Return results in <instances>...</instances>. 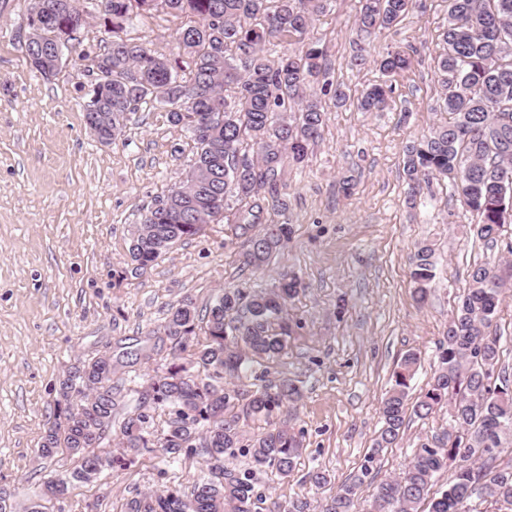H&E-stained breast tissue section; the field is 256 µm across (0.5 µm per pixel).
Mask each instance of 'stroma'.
<instances>
[{"label": "stroma", "mask_w": 512, "mask_h": 512, "mask_svg": "<svg viewBox=\"0 0 512 512\" xmlns=\"http://www.w3.org/2000/svg\"><path fill=\"white\" fill-rule=\"evenodd\" d=\"M29 3L0 0V491L11 512H27L44 478L74 468L65 455L37 454L64 371L107 348L139 343L179 301L202 311L222 289L269 287L286 273L302 282L288 306V347L247 372L241 386L287 377L302 398L271 422L248 420L242 428L249 439L271 423L291 427L301 455L289 477L272 469L257 474L256 495L282 505L304 497L320 512L366 456L375 458L377 479L402 475L416 448L447 429L449 415L443 408L425 419L408 416L401 439L374 452L393 372L404 354L420 352L409 397L428 389L437 344L471 268L498 267L512 252V223L497 246L484 245L473 232L476 213L449 180L432 181L416 204L407 202V146L449 120L436 75L448 0H419L395 26L369 35L353 27L358 0H328L309 42L289 44L296 55L321 49L326 82L343 85L348 100L329 106L303 163L285 160V213L259 198L260 224L285 221L291 234L257 272L242 266V242L223 221L133 271L135 227L155 198L185 177L194 158L191 134L154 105L131 113L112 141L101 142L84 118L93 78L85 57L102 52L111 30L96 20L81 27L76 52L46 78L18 39ZM183 23L163 11L136 12L122 35L172 58ZM395 49L413 51L411 69L392 78L384 110L359 111L358 96L382 81L378 63ZM360 52L367 61L358 66ZM422 245L434 251L435 277L420 305L410 272ZM203 465L199 456L171 463L145 455L97 481L72 483L64 512H86L90 503L97 512H122L136 493L190 484ZM317 469L330 484H309L307 474Z\"/></svg>", "instance_id": "stroma-1"}]
</instances>
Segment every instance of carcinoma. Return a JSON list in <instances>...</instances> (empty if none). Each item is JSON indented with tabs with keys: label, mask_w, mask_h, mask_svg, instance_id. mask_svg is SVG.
Masks as SVG:
<instances>
[{
	"label": "carcinoma",
	"mask_w": 512,
	"mask_h": 512,
	"mask_svg": "<svg viewBox=\"0 0 512 512\" xmlns=\"http://www.w3.org/2000/svg\"><path fill=\"white\" fill-rule=\"evenodd\" d=\"M30 2L38 6L34 48L40 54L76 40L73 22L86 24L93 11L112 27V41L98 59L112 65V84L93 89L84 106V112L104 116L106 137H115L128 115L148 103L168 107L170 121L191 133L194 163L137 225L129 248L132 271L225 217L231 200L247 204L265 192L274 207L286 209L278 198L283 160L302 162L325 122V106L314 90L324 70L323 52L312 48L301 57L284 53L271 60L265 46L305 39L325 0H107L104 11L102 0H90L91 11L81 0ZM415 2L360 0L354 24L367 34L389 29ZM159 9L188 18L177 34L180 54L172 60L120 35L133 11ZM442 43L437 70L443 109L451 118L406 148L403 172L413 201L430 179H449L479 217L476 236L494 244L504 224L512 222V184L500 177L504 169L512 174V0H448ZM184 63L192 73L187 82L178 78ZM411 64L409 52L394 50L379 61V70L392 77ZM229 88L233 94L227 96ZM386 99L387 85L375 84L361 93L359 108L379 110ZM201 111L221 112L223 118L202 131L190 121ZM238 154L250 156L251 164L232 167L229 159ZM236 235L245 238L242 264L259 270L286 245L290 228L238 224ZM434 269L432 249L419 247L411 278L420 303ZM487 274L484 266L469 273V287L438 342L433 380L411 408L409 383L421 356L409 352L398 364L380 407L383 425L375 447L397 442L410 410L426 418L446 407L452 424L415 450L403 475L376 485L367 512H470L474 496L496 512H512V466L497 464L512 455V377L498 369V341L487 334L506 285L487 287ZM299 288L297 278L285 275L270 289L226 288L203 314L184 300L168 310L146 344L106 350L67 371L38 453L46 458L63 451L77 466L69 479H46L42 499H63L72 480L92 482L106 470L126 469L138 457L160 451L172 462L202 456L203 474L186 487L140 492L126 502L125 512H260L252 477L267 467L289 476L300 452L297 435L281 425L254 437L247 448L251 468L243 474L224 467V454L238 447L241 419L269 423L276 410L301 394L286 377L253 391L240 389L236 380L247 365L285 352L289 326L283 313ZM162 351L167 362L138 383V404L120 425L117 448L96 451L112 436L122 394L113 373ZM158 410L168 416L160 431L154 422ZM373 461L368 456L357 474L337 486L322 512H351L359 488L371 478ZM443 470L453 471V478L432 496L433 480Z\"/></svg>",
	"instance_id": "obj_1"
}]
</instances>
